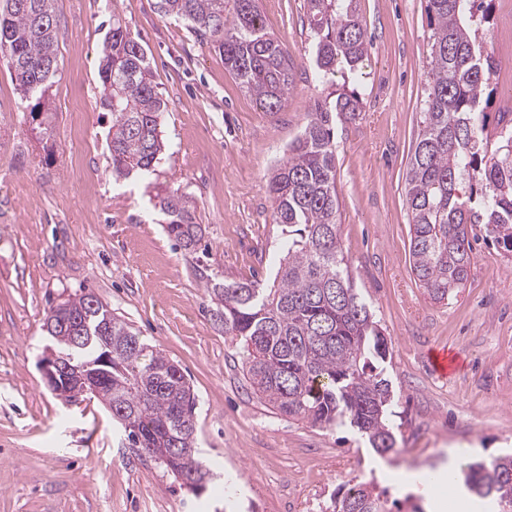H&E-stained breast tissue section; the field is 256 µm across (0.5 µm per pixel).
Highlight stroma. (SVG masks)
I'll return each instance as SVG.
<instances>
[{
  "instance_id": "obj_1",
  "label": "stroma",
  "mask_w": 512,
  "mask_h": 512,
  "mask_svg": "<svg viewBox=\"0 0 512 512\" xmlns=\"http://www.w3.org/2000/svg\"><path fill=\"white\" fill-rule=\"evenodd\" d=\"M157 0H55L58 76L52 131L32 119L0 52V512H326L351 480L425 506L447 488L414 475L512 452V258L472 241L465 288L432 301L412 272L405 177L429 79L428 0H358L370 51L358 73L363 108L337 125L343 250L392 340L396 450L380 457L359 434L280 415L245 379L237 348L211 316L196 262L227 281L271 285L281 228L268 174L308 121L316 91L306 0H260L267 30L295 58L280 112L263 111L211 45ZM495 0L483 31L496 63L495 99L512 98V9ZM120 17L147 51L166 149L146 177L115 180L112 116L100 106L102 46ZM196 201L197 256L163 230L164 189ZM91 292L145 343L174 360L197 396L198 457L211 472L195 492L130 448L102 405L69 403L40 370L49 307ZM460 357L448 377L427 356Z\"/></svg>"
}]
</instances>
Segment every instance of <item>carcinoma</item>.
<instances>
[{"instance_id":"obj_1","label":"carcinoma","mask_w":512,"mask_h":512,"mask_svg":"<svg viewBox=\"0 0 512 512\" xmlns=\"http://www.w3.org/2000/svg\"><path fill=\"white\" fill-rule=\"evenodd\" d=\"M315 38L313 81L321 88L302 133L271 168L273 223L284 241L273 285L226 282L196 265L215 321L235 341L245 378L259 398L289 418L322 428L350 427L379 456L396 451L390 417L394 398L384 367L391 341L356 288L345 259L336 188V121L361 111L355 87L336 82L356 74L368 56L357 0H306ZM432 42L430 81L420 131L406 174L413 272L431 300L442 303L465 287L474 263L470 233L512 255V112L488 111L492 57L478 51L479 31L493 23V0H428ZM160 12L183 20L224 58V66L267 112L283 107L293 82L287 44L267 31L259 0H158ZM0 50L17 89L35 101L33 117L58 74L54 0H4ZM100 104L112 114V177L155 171L165 144V102L147 53L120 21L104 41ZM166 234L188 255L203 225L192 196L157 195ZM106 325L112 364L102 370L96 398L126 433L130 447L177 477L204 488L209 472L196 458L197 398L179 364L153 350L92 293L70 296L44 318L56 347L73 364L97 361V329ZM475 500L512 512V455L468 465ZM331 512H402L399 501L369 481L348 484Z\"/></svg>"}]
</instances>
